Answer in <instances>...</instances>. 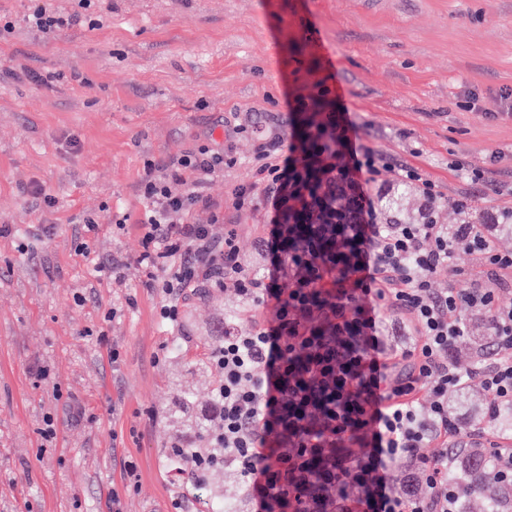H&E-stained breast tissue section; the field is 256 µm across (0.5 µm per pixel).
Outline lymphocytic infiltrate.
I'll return each instance as SVG.
<instances>
[{
    "label": "lymphocytic infiltrate",
    "instance_id": "obj_1",
    "mask_svg": "<svg viewBox=\"0 0 512 512\" xmlns=\"http://www.w3.org/2000/svg\"><path fill=\"white\" fill-rule=\"evenodd\" d=\"M354 131L346 113L331 111L315 113L288 143L257 135L259 179L237 186L233 204L270 215L259 274L244 268L233 235L218 240L207 225L170 220L203 207L223 222L201 186L223 171L224 150L170 163L169 179L194 174L185 193L150 171L141 181L137 261L147 287L165 297L161 318L175 320L180 299L209 288L234 289L264 309L263 320L225 324L209 351L220 379L202 415L219 425L211 452L193 454L190 464L236 470L255 512H457L446 447L463 423L448 396L476 377L488 395L487 422L512 409V307L498 301L512 251L475 224L449 233L435 219L432 181L357 144ZM385 172L419 189L427 201L420 221L383 218L371 186ZM462 250L482 256L486 280L433 288L439 271L460 276ZM465 309L483 314L494 341L492 357L477 355L466 371L454 359L468 337ZM386 313L410 343L385 345ZM433 443L440 452L426 454ZM397 460L424 478L425 494L396 490L389 466Z\"/></svg>",
    "mask_w": 512,
    "mask_h": 512
}]
</instances>
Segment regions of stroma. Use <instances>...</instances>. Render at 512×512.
<instances>
[{
	"label": "stroma",
	"mask_w": 512,
	"mask_h": 512,
	"mask_svg": "<svg viewBox=\"0 0 512 512\" xmlns=\"http://www.w3.org/2000/svg\"><path fill=\"white\" fill-rule=\"evenodd\" d=\"M41 5L65 21L49 39L26 22ZM508 91L512 0H0V512H109L125 458L124 512H210L171 475L170 416L180 391L195 411L211 401L219 374L199 362L243 304L215 288L162 321L136 261L147 168L228 151L203 186L223 223L205 208L171 220L233 233L259 272L263 218L232 196L257 179L255 141L234 128L302 133L337 109L362 144L434 182L438 223H461L467 196L485 224L512 208ZM487 169L499 194L467 178ZM463 396L465 434L512 436L511 421H481L479 382Z\"/></svg>",
	"instance_id": "1"
}]
</instances>
